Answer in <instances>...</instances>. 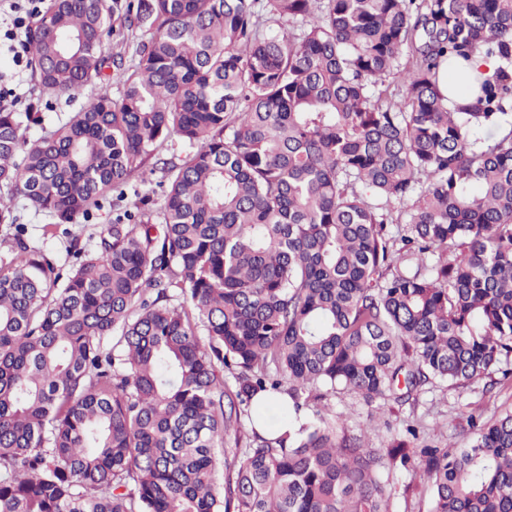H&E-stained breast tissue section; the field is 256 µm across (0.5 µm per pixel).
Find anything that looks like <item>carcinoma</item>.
<instances>
[{
  "instance_id": "carcinoma-1",
  "label": "carcinoma",
  "mask_w": 512,
  "mask_h": 512,
  "mask_svg": "<svg viewBox=\"0 0 512 512\" xmlns=\"http://www.w3.org/2000/svg\"><path fill=\"white\" fill-rule=\"evenodd\" d=\"M117 10L27 33L39 87L96 89L66 120L0 109V512H390L398 470L429 512H512V412L369 448L327 403L508 374L512 0H128V64ZM150 159L160 201L67 270L18 223L20 195L68 236Z\"/></svg>"
}]
</instances>
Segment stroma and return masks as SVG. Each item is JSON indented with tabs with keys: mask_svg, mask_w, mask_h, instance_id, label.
Listing matches in <instances>:
<instances>
[{
	"mask_svg": "<svg viewBox=\"0 0 512 512\" xmlns=\"http://www.w3.org/2000/svg\"><path fill=\"white\" fill-rule=\"evenodd\" d=\"M20 74L23 80V96L15 111H24L27 106L41 109L45 124L51 125L64 120L75 110V103L63 98L48 99L45 91L40 90L31 77L30 69H15L11 58L0 53V74ZM51 101V108H44V101ZM159 173L142 169L132 181V193L125 197H110L105 207L85 222L73 225L71 237H46L42 234V226L47 219L41 213L28 208L23 199H16L15 205L26 224L29 236L38 244L57 254L61 264L70 265L72 258L67 253L70 238H77L78 244L84 248L95 245L94 233L99 225L110 223L113 214L132 208L136 192L154 188L159 180ZM482 382H474L466 386L440 384L422 394L414 404L396 406L393 409H381L369 413L367 406L347 393L337 394L331 398L330 404L336 411V422L350 431H357L359 424H367V443L372 448L386 447L391 439L402 436L405 426L410 422L420 423L424 428L423 437L432 446L468 447L471 431L468 425L470 414L482 415L489 420L505 412L512 411V376L500 379L493 392L483 393Z\"/></svg>",
	"mask_w": 512,
	"mask_h": 512,
	"instance_id": "stroma-1",
	"label": "stroma"
}]
</instances>
